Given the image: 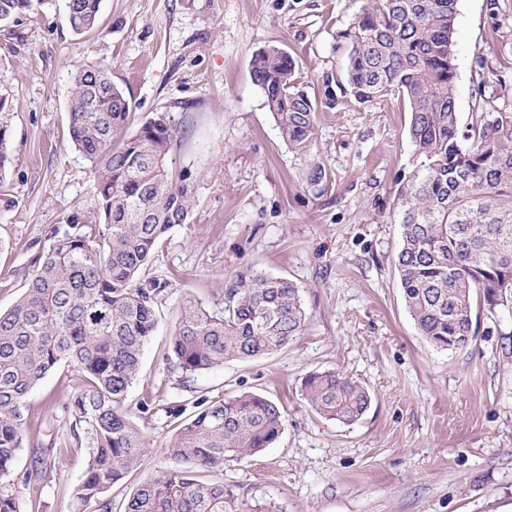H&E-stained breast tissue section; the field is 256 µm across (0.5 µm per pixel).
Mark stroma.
I'll return each mask as SVG.
<instances>
[{
    "label": "stroma",
    "mask_w": 512,
    "mask_h": 512,
    "mask_svg": "<svg viewBox=\"0 0 512 512\" xmlns=\"http://www.w3.org/2000/svg\"><path fill=\"white\" fill-rule=\"evenodd\" d=\"M489 0H457L460 126L480 95L512 106V0L500 19ZM374 0H101L96 29L77 33L64 0L0 22V88L11 102V165L0 180V312L24 293L39 254L71 216L98 199L90 163L68 133L77 68L102 66L132 102L127 133L159 111L179 130L172 150L196 189L190 223L174 226L142 278L167 281L158 324L125 407L149 450L107 493L112 512L169 466L176 431L169 407L253 391L274 401L285 430L271 447L230 458L221 481L242 500L278 512H512V316L481 310L478 334L454 352L419 336L394 258L401 228L396 191L420 159L407 106L391 96L318 112L311 154L288 148L250 77V61L276 45L313 90L339 68L337 34ZM326 184L306 181L311 160ZM283 276L301 291L302 332L274 354L229 360L185 375L169 336L184 299L216 311L239 271ZM336 370L372 403L357 422L318 413L301 384ZM84 386L63 365L29 395L14 469L30 470L54 440L38 488L16 484L19 512H93L78 497L88 444L72 434L68 404Z\"/></svg>",
    "instance_id": "1"
}]
</instances>
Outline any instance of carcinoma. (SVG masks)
I'll use <instances>...</instances> for the list:
<instances>
[{"instance_id": "obj_1", "label": "carcinoma", "mask_w": 512, "mask_h": 512, "mask_svg": "<svg viewBox=\"0 0 512 512\" xmlns=\"http://www.w3.org/2000/svg\"><path fill=\"white\" fill-rule=\"evenodd\" d=\"M44 0H0V21ZM73 31L98 25L100 0H65ZM456 0H379L340 34L350 50L342 69L322 77L311 95L295 59L277 46L259 50L250 76L282 138L302 153L315 144L316 112L339 105L406 100L407 135L423 168L397 190L402 226L394 259L404 302L416 329L440 351L467 347L477 336L479 310L512 309V112L479 97L471 125L459 128L454 34ZM69 136L91 164L96 214L55 235L35 262L27 287L0 313V512H18L14 463L23 448L29 394L53 370L69 364L84 388L71 400L85 423L89 458L78 495L96 512H112L105 494L147 451L124 408L157 326L156 306L167 282L141 279L165 234L188 224L195 204L189 175L172 166L178 129L156 112L112 146L132 111L100 66L78 69L69 100ZM9 99L0 93V176L10 160ZM300 289L284 277L238 272L212 313L189 299L169 339L182 372L193 374L230 359L268 356L305 326ZM302 391L325 418L350 424L369 409L370 392L336 371H314ZM168 413L181 419L165 455L172 463L145 483L124 512H270L248 503L201 471L224 469L229 457L254 454L283 433L280 408L254 392L205 397Z\"/></svg>"}]
</instances>
